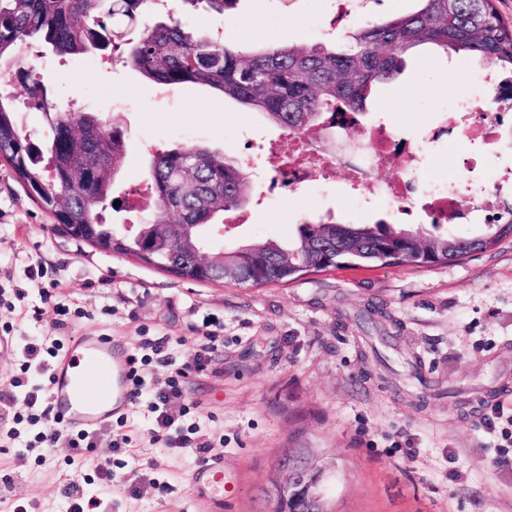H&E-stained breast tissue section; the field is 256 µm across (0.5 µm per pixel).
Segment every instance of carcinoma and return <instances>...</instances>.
<instances>
[{"label":"carcinoma","mask_w":512,"mask_h":512,"mask_svg":"<svg viewBox=\"0 0 512 512\" xmlns=\"http://www.w3.org/2000/svg\"><path fill=\"white\" fill-rule=\"evenodd\" d=\"M181 12L204 8L222 14L236 0H178ZM417 7L371 17L347 34V47L321 43L236 50L186 27L181 17L152 21L150 0H0V76L25 88L30 108L45 116L36 138L24 128L11 97L0 93V158L74 238L109 253L196 283L256 286L288 283L309 271L386 267L400 251L415 266L459 261L512 235V201L496 197L497 216L487 231L460 237L389 224L305 220L294 241L257 240L224 251L207 270L194 267L207 229L244 209L251 194L247 173L235 162L193 144L152 153L148 222L132 235L106 222L104 211L127 154L124 131L93 112L54 105L22 46L36 40L55 57L119 53L158 86H209L259 111L283 132L305 135L327 123L326 110L365 115L378 89L401 75L405 57L420 46L473 57L512 75V25L495 0H415ZM176 217L186 246L172 257L154 251L160 225Z\"/></svg>","instance_id":"carcinoma-1"}]
</instances>
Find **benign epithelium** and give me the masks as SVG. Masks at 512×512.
<instances>
[{
	"label": "benign epithelium",
	"instance_id": "1",
	"mask_svg": "<svg viewBox=\"0 0 512 512\" xmlns=\"http://www.w3.org/2000/svg\"><path fill=\"white\" fill-rule=\"evenodd\" d=\"M324 473L314 450L300 455L296 449L287 448L271 469L268 492L300 502V512H323Z\"/></svg>",
	"mask_w": 512,
	"mask_h": 512
}]
</instances>
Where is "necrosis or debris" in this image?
Returning a JSON list of instances; mask_svg holds the SVG:
<instances>
[{"label": "necrosis or debris", "instance_id": "obj_1", "mask_svg": "<svg viewBox=\"0 0 512 512\" xmlns=\"http://www.w3.org/2000/svg\"><path fill=\"white\" fill-rule=\"evenodd\" d=\"M502 81L497 72H490L474 94L451 104L449 111L457 119L448 126V133L462 130L474 140L496 141L506 113L489 108L486 97L489 89L499 87ZM269 151L280 160L275 175L277 184L292 190L342 170L351 178L361 201L394 209L403 218L418 209L432 224H485L494 215L484 200L466 208L460 205L459 194L467 184L466 174L449 180L447 189H437L421 153L400 144L385 124L367 127L361 147L332 150L315 138L285 135L273 141ZM389 162L401 169V176L393 181L378 179L377 169Z\"/></svg>", "mask_w": 512, "mask_h": 512}]
</instances>
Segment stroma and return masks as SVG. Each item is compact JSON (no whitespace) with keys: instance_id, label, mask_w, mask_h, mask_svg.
<instances>
[{"instance_id":"stroma-1","label":"stroma","mask_w":512,"mask_h":512,"mask_svg":"<svg viewBox=\"0 0 512 512\" xmlns=\"http://www.w3.org/2000/svg\"><path fill=\"white\" fill-rule=\"evenodd\" d=\"M329 0H238L224 14L184 15L190 28H221L224 42L252 51L276 43L338 45L325 36ZM45 49L29 57L57 96L87 111L118 116L128 155L113 190L120 201L145 181L149 154L194 143L246 164L253 181L249 221L212 230L214 242L294 240L297 227L331 210L342 223L376 219L357 204L344 173L301 186L273 187L268 148L281 131L258 111L200 85L174 86L160 98L131 67L93 55L42 68ZM484 65L414 50L396 82L369 105L399 139L422 146L438 188L477 156L472 188H491L511 161L493 146L462 139L421 145L452 100L469 95ZM0 160V512H67L76 482L112 512H212V472L224 475L221 512H268L272 462L286 448H312L327 466L332 512H512V238L463 261L431 267L309 272L287 284H198L109 254L68 237ZM61 313L35 319L43 293ZM213 326L221 341L202 370L181 384L180 444L152 437L147 409L162 358L184 362ZM107 336L146 357L144 389L122 416L97 428L86 463L59 447L47 457L29 446L36 429L13 424L26 389L44 386L21 373L27 349L82 334ZM23 387H14L16 376ZM127 450L113 452L114 435ZM207 443V454L196 446ZM111 470L102 480L99 468Z\"/></svg>"}]
</instances>
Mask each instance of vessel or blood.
I'll return each instance as SVG.
<instances>
[{
    "label": "vessel or blood",
    "mask_w": 512,
    "mask_h": 512,
    "mask_svg": "<svg viewBox=\"0 0 512 512\" xmlns=\"http://www.w3.org/2000/svg\"><path fill=\"white\" fill-rule=\"evenodd\" d=\"M112 374V389H90L94 371ZM129 354L112 340L99 336L79 337L59 356L53 367L49 403L54 418L71 431L85 432L121 413L130 402Z\"/></svg>",
    "instance_id": "obj_1"
}]
</instances>
